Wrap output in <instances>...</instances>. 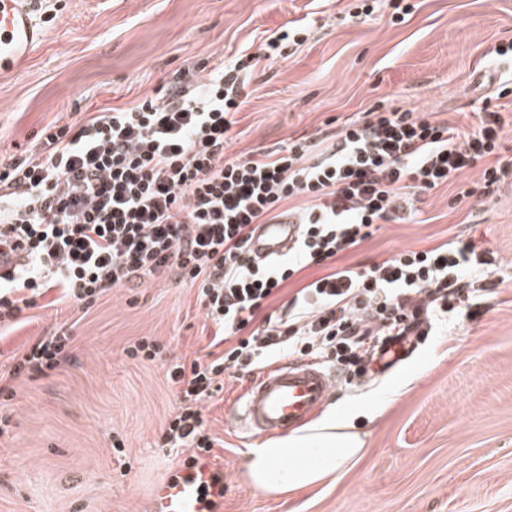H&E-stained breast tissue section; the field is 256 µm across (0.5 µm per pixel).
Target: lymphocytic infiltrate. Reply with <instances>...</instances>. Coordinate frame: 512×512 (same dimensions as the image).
I'll list each match as a JSON object with an SVG mask.
<instances>
[{
    "instance_id": "f902f5d3",
    "label": "lymphocytic infiltrate",
    "mask_w": 512,
    "mask_h": 512,
    "mask_svg": "<svg viewBox=\"0 0 512 512\" xmlns=\"http://www.w3.org/2000/svg\"><path fill=\"white\" fill-rule=\"evenodd\" d=\"M306 31L289 22L249 60L217 66L193 89L45 129L41 152L0 162V251L23 255L0 276L1 336L52 288L59 302L85 310L112 289L166 273L196 286L214 328L206 357L169 358L151 336L125 350L162 363L181 392L160 436L165 447L211 453L202 405L227 371L295 356L364 375L367 354L462 316L499 266L496 253L471 241L402 250L360 270L337 264L382 225L414 222L421 195L440 185L455 184L451 206L471 198L465 174L480 159L488 161L479 177L485 197L512 182V160L497 157L504 119L491 102L474 110L468 132L392 109L346 119L320 150L301 137L227 155L249 62L277 61ZM284 212L301 224L300 238L283 261H255L246 251L253 225ZM314 266L324 275L283 299L284 284ZM72 348L60 326L14 353L0 395L13 396L14 379L72 361Z\"/></svg>"
}]
</instances>
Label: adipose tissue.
<instances>
[{
  "instance_id": "obj_1",
  "label": "adipose tissue",
  "mask_w": 512,
  "mask_h": 512,
  "mask_svg": "<svg viewBox=\"0 0 512 512\" xmlns=\"http://www.w3.org/2000/svg\"><path fill=\"white\" fill-rule=\"evenodd\" d=\"M360 451L358 435L331 413L304 432L255 443L246 453L244 477L271 495L301 491L337 480Z\"/></svg>"
}]
</instances>
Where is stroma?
Here are the masks:
<instances>
[{
  "instance_id": "35a3bbf8",
  "label": "stroma",
  "mask_w": 512,
  "mask_h": 512,
  "mask_svg": "<svg viewBox=\"0 0 512 512\" xmlns=\"http://www.w3.org/2000/svg\"><path fill=\"white\" fill-rule=\"evenodd\" d=\"M402 3L409 13L397 23L389 0L367 16L360 0H47L44 41L20 71L0 76V160L37 154L49 125L204 78L307 17L303 44L249 74L228 155L332 134L336 120L376 107L427 110L470 130L480 97L512 72L494 58L512 42V0ZM454 193L443 185L423 195L416 222L383 225L340 265L472 237L512 262V185L452 208ZM490 280L473 317L417 343L391 371L338 386L328 407L351 412L364 446L334 484L270 496L247 483L251 443L228 413L246 383L225 376L203 410L218 441L211 460L224 471L223 512H512V276ZM196 293L158 278L82 311L52 289L0 339L5 366L47 330L74 326L73 362L15 383L12 430L0 437V512H146L183 458L158 445L179 397L160 365L125 350L154 336L172 356H205L213 330Z\"/></svg>"
}]
</instances>
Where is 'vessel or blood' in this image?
Wrapping results in <instances>:
<instances>
[{
  "label": "vessel or blood",
  "instance_id": "vessel-or-blood-1",
  "mask_svg": "<svg viewBox=\"0 0 512 512\" xmlns=\"http://www.w3.org/2000/svg\"><path fill=\"white\" fill-rule=\"evenodd\" d=\"M42 0H0V74L11 75L43 39L37 15ZM301 227L280 219L255 227L248 249L266 261L287 255ZM338 379L321 364L298 358L279 361L257 375L232 413L241 432L280 437L309 422L332 398ZM223 484L209 460L184 463L154 493L152 512H210Z\"/></svg>",
  "mask_w": 512,
  "mask_h": 512
}]
</instances>
